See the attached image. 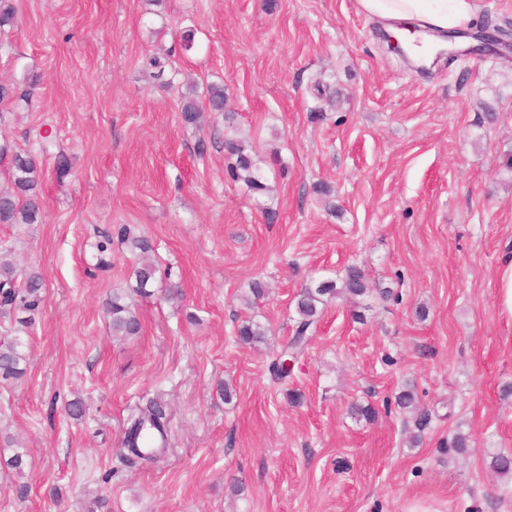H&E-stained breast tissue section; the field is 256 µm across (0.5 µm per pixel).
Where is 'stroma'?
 <instances>
[{
	"instance_id": "obj_1",
	"label": "stroma",
	"mask_w": 512,
	"mask_h": 512,
	"mask_svg": "<svg viewBox=\"0 0 512 512\" xmlns=\"http://www.w3.org/2000/svg\"><path fill=\"white\" fill-rule=\"evenodd\" d=\"M14 3L0 82L34 94L0 104V141L35 155L42 207L39 223L0 224V250L17 279L40 273L45 303L28 329L0 324L27 358L0 383V512H87L98 495L104 512H512V480L490 467L512 454V318L497 291L512 253V51L465 55L455 37L423 67L358 0ZM190 83L226 96L199 130L180 118ZM39 129L65 145L66 177ZM228 137L257 157L268 195L229 177ZM122 224L151 239L158 273L133 298L140 335L116 338L103 302L132 285L137 257L97 246ZM351 263L372 293L328 303L274 383L297 294ZM255 280L267 292L251 302ZM247 317L263 343L238 341ZM408 386L431 416L414 448L395 402ZM144 397L168 407L167 449L129 467L119 448ZM75 400L79 419L64 409ZM17 452L21 478L5 465Z\"/></svg>"
}]
</instances>
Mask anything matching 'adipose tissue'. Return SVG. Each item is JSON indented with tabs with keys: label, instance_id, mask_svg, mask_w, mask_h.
Masks as SVG:
<instances>
[{
	"label": "adipose tissue",
	"instance_id": "1",
	"mask_svg": "<svg viewBox=\"0 0 512 512\" xmlns=\"http://www.w3.org/2000/svg\"><path fill=\"white\" fill-rule=\"evenodd\" d=\"M361 12L385 25L410 23L406 42L413 55L429 51L438 33L464 28L476 12L474 0H358Z\"/></svg>",
	"mask_w": 512,
	"mask_h": 512
}]
</instances>
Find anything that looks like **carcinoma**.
I'll return each instance as SVG.
<instances>
[{
	"label": "carcinoma",
	"instance_id": "carcinoma-1",
	"mask_svg": "<svg viewBox=\"0 0 512 512\" xmlns=\"http://www.w3.org/2000/svg\"><path fill=\"white\" fill-rule=\"evenodd\" d=\"M30 93L21 91L9 84H0V102L8 101L16 105L29 104ZM215 112L224 111V87L212 85L208 89L206 101L195 96V90L182 96L180 104L181 120L186 125L195 126L204 107ZM44 152L54 155L58 177H65L71 170V162L65 148L51 135L43 136ZM232 163L227 172L230 178L243 182L254 194H263L268 186L255 160L242 143L235 139L224 141ZM10 166L8 180L10 186L0 191V224H36L40 219L37 203L40 194L41 171L32 155L22 154L9 149ZM117 237L130 251L139 253V261L132 277L135 286L126 292H114L106 301V315L116 336H136L141 324L132 309L130 297L146 293V288L155 281L158 268L149 259L153 246L149 238L132 235L125 226H120ZM42 278L37 272H30L23 282L15 279L9 260L0 257V316L8 318L16 312H25L27 317L17 319V323L26 327L31 324L32 314L39 311L45 302ZM372 291L364 269L356 264L347 266L339 279L323 278L314 285L305 288L295 304L297 320L293 336L283 347L279 355L270 363L269 372L274 382L288 381L291 371L284 366L287 359H295L303 354L315 331L324 307L332 300L344 297H362ZM239 338L246 343H259L265 336L260 324L253 321L241 323L237 328ZM25 355L19 345L0 344V382H16L26 373L23 363ZM130 425L126 428L122 441L125 458L134 463L148 465L154 461L155 453L140 448L139 440L143 431L149 430L159 439V447L167 442L168 416L163 406L149 402L130 415ZM491 469L502 478L512 477V455L497 453L492 456Z\"/></svg>",
	"mask_w": 512,
	"mask_h": 512
}]
</instances>
